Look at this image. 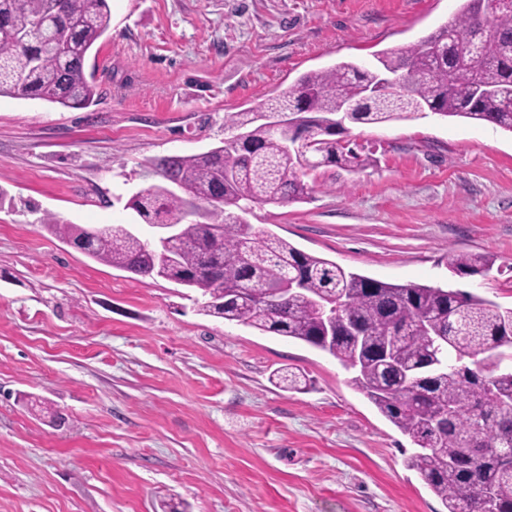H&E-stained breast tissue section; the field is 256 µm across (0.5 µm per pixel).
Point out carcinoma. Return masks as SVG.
Listing matches in <instances>:
<instances>
[{"instance_id": "1", "label": "carcinoma", "mask_w": 512, "mask_h": 512, "mask_svg": "<svg viewBox=\"0 0 512 512\" xmlns=\"http://www.w3.org/2000/svg\"><path fill=\"white\" fill-rule=\"evenodd\" d=\"M453 20L420 41L301 75L266 99L271 113L301 114L304 135L273 128L250 109L229 112L235 134L209 153L160 158L154 184L131 201L149 226L178 224L169 268L143 238L104 226L92 258L136 276L176 278L204 298L199 311L227 323L320 349L353 371L351 384L403 435L407 466L443 512H512V307L478 294L352 272L244 222L254 204L308 194L303 177L322 165H365V147L334 129L441 117L486 121L512 132V0H461ZM109 0H0V96L87 107L97 95L84 61L110 28ZM410 71L399 96L363 100L383 72ZM358 103L341 112V102ZM65 240L78 224L43 221ZM494 259L450 254L449 267L486 275ZM481 361L472 368L469 361Z\"/></svg>"}]
</instances>
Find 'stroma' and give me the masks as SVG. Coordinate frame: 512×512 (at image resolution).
I'll return each mask as SVG.
<instances>
[{
  "label": "stroma",
  "mask_w": 512,
  "mask_h": 512,
  "mask_svg": "<svg viewBox=\"0 0 512 512\" xmlns=\"http://www.w3.org/2000/svg\"><path fill=\"white\" fill-rule=\"evenodd\" d=\"M86 108L0 96V512H441L410 441L304 342L199 313L196 290L96 261L43 218L120 224L152 161L220 146L224 115L304 73L374 64L458 0H113ZM356 171L308 172L255 229L378 280L512 307V132L431 115L350 126ZM494 257L460 275L449 253ZM304 373L305 389L276 382ZM39 397L54 426L29 411Z\"/></svg>",
  "instance_id": "35a3bbf8"
}]
</instances>
